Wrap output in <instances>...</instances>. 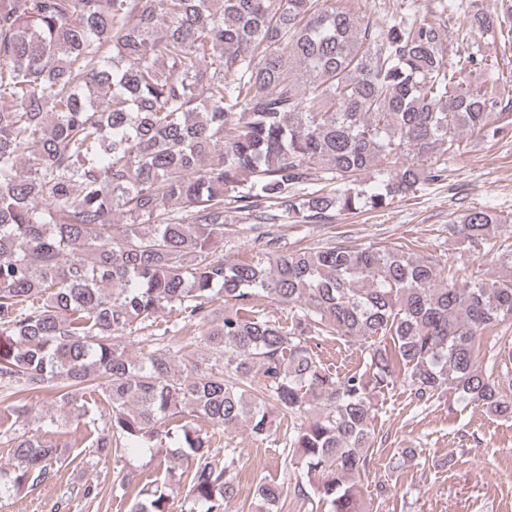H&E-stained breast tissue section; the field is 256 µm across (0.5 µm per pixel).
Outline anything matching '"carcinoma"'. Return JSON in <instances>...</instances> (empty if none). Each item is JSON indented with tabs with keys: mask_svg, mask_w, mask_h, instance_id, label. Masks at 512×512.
Listing matches in <instances>:
<instances>
[{
	"mask_svg": "<svg viewBox=\"0 0 512 512\" xmlns=\"http://www.w3.org/2000/svg\"><path fill=\"white\" fill-rule=\"evenodd\" d=\"M392 12L377 26L336 0H0V387L21 395L15 418L52 391L59 418L79 420L95 392L99 454L184 460L193 508L229 512L236 449L216 457L194 420L267 435L273 404L306 477L294 494L367 512L377 394L448 390L512 417V371L479 368L477 344L512 325L507 219L474 208L452 227L499 263L494 279L447 274L400 242L283 250L267 224L382 208L441 179L463 133L512 130V94L472 81L493 63L469 45L476 27L512 45V18L474 11L446 62L440 16L402 0ZM316 170L324 186L308 191ZM365 170L380 191L359 188ZM228 205L251 220L250 260L216 255L237 233ZM163 308L178 318L160 328ZM189 329L224 363L191 357ZM134 333L150 343L138 356ZM312 336L359 345L364 368L338 371ZM12 441L0 498L50 481L63 456L38 434ZM176 492L157 483L129 512H169ZM284 494L258 486L252 512H280Z\"/></svg>",
	"mask_w": 512,
	"mask_h": 512,
	"instance_id": "obj_1",
	"label": "carcinoma"
}]
</instances>
